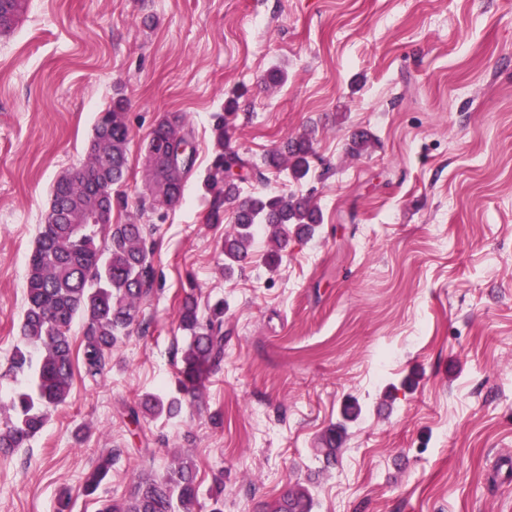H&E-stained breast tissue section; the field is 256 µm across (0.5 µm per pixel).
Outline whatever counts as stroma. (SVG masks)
Segmentation results:
<instances>
[{
  "instance_id": "35a3bbf8",
  "label": "stroma",
  "mask_w": 512,
  "mask_h": 512,
  "mask_svg": "<svg viewBox=\"0 0 512 512\" xmlns=\"http://www.w3.org/2000/svg\"><path fill=\"white\" fill-rule=\"evenodd\" d=\"M277 67L285 81L266 84ZM119 94L131 141L112 221L147 225L157 284L105 377L75 378L28 445L0 453V512H54L63 490L97 512L177 453L196 464L199 512L218 482L224 512H267L290 488L314 512H512V0H26L0 34V403L24 382L6 367L51 186ZM230 98L244 158L313 143L306 179L240 186L321 210L274 269L261 228L250 265L225 273L234 212L204 219L212 116ZM176 113L195 170L175 207L141 210L143 143ZM359 130L374 144L357 156ZM188 292L223 302L224 361L179 416L129 431L144 395L174 387ZM350 400L361 414L326 461Z\"/></svg>"
}]
</instances>
